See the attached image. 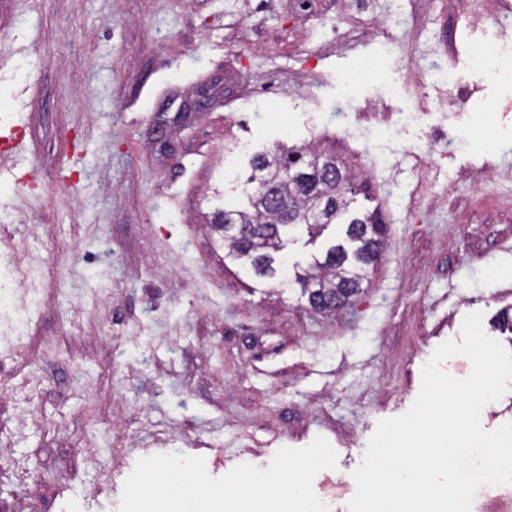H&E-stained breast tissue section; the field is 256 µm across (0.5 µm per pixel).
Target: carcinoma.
<instances>
[{
  "label": "carcinoma",
  "instance_id": "obj_1",
  "mask_svg": "<svg viewBox=\"0 0 512 512\" xmlns=\"http://www.w3.org/2000/svg\"><path fill=\"white\" fill-rule=\"evenodd\" d=\"M329 157L315 150L279 147L252 157L245 204L229 206L211 219L233 259L261 279L296 285L311 308L328 298L358 295L378 263L386 227L376 212L351 208L353 177L341 164L328 178ZM339 225L336 242L308 268L289 275L278 256L283 242L304 229L311 239Z\"/></svg>",
  "mask_w": 512,
  "mask_h": 512
}]
</instances>
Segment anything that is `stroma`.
<instances>
[{"label": "stroma", "mask_w": 512, "mask_h": 512, "mask_svg": "<svg viewBox=\"0 0 512 512\" xmlns=\"http://www.w3.org/2000/svg\"><path fill=\"white\" fill-rule=\"evenodd\" d=\"M310 9L0 0V512H119L139 458L218 478L319 436L337 466L313 491L349 512L378 422L468 314L512 350V82L470 62L512 30L457 0ZM280 142L332 152L387 226L342 310L255 279L209 228Z\"/></svg>", "instance_id": "35a3bbf8"}]
</instances>
